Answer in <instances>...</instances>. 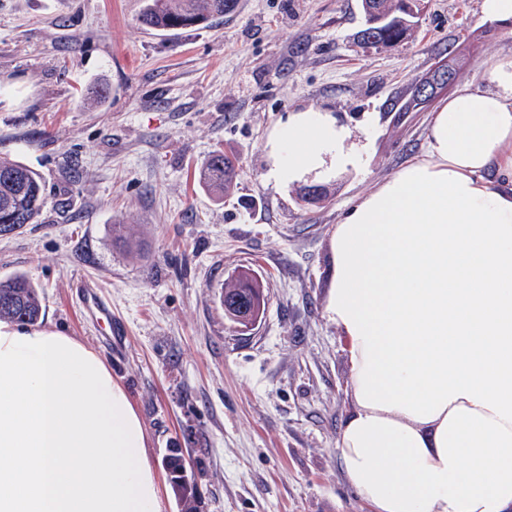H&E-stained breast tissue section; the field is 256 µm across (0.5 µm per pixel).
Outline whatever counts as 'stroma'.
<instances>
[{
	"label": "stroma",
	"mask_w": 512,
	"mask_h": 512,
	"mask_svg": "<svg viewBox=\"0 0 512 512\" xmlns=\"http://www.w3.org/2000/svg\"><path fill=\"white\" fill-rule=\"evenodd\" d=\"M143 0H0V155L39 173L47 204L0 235V279L26 273L39 329L106 358L146 432L165 512L181 451L199 512H372L337 455L354 409L348 343L326 316L332 237L347 206L420 152L453 88L512 52L480 0H425L407 39L360 45L361 0H238L210 26L162 35ZM466 61L453 88L408 109L422 77ZM330 110L365 145L311 204L264 181L269 131L295 109ZM223 152V199L201 177ZM248 267L269 304L241 330L225 281ZM102 290L126 334L110 351L77 280Z\"/></svg>",
	"instance_id": "1"
}]
</instances>
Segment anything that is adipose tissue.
<instances>
[{"instance_id": "1", "label": "adipose tissue", "mask_w": 512, "mask_h": 512, "mask_svg": "<svg viewBox=\"0 0 512 512\" xmlns=\"http://www.w3.org/2000/svg\"><path fill=\"white\" fill-rule=\"evenodd\" d=\"M265 150L266 183L284 187L358 168L365 148L309 106ZM332 242L350 486L374 512H512V54L431 113L423 151ZM146 448L98 353L0 322V512H164Z\"/></svg>"}]
</instances>
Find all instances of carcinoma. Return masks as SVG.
I'll return each instance as SVG.
<instances>
[{"instance_id": "1", "label": "carcinoma", "mask_w": 512, "mask_h": 512, "mask_svg": "<svg viewBox=\"0 0 512 512\" xmlns=\"http://www.w3.org/2000/svg\"><path fill=\"white\" fill-rule=\"evenodd\" d=\"M237 0H145L140 16L143 26L162 32L196 26L224 17L236 6ZM419 0H362L364 19L369 26L362 30V40L376 47H387L402 41L412 27L411 12L419 8ZM387 17L391 23L377 25ZM462 61L452 58L438 67L426 82L443 89L448 86L447 70L458 71ZM236 176L234 164L224 155L215 154L206 163L203 179L208 189L221 198ZM46 204L40 176L35 171L0 156V235L17 232L34 223ZM244 300L245 311L258 319L265 311L267 297L264 288L248 271L224 284V312L238 320L240 309L235 299ZM42 302L39 288L31 279L16 273L0 279V321L34 325L40 318ZM172 482L179 494L180 512H197L198 504L183 475L179 458H170Z\"/></svg>"}]
</instances>
